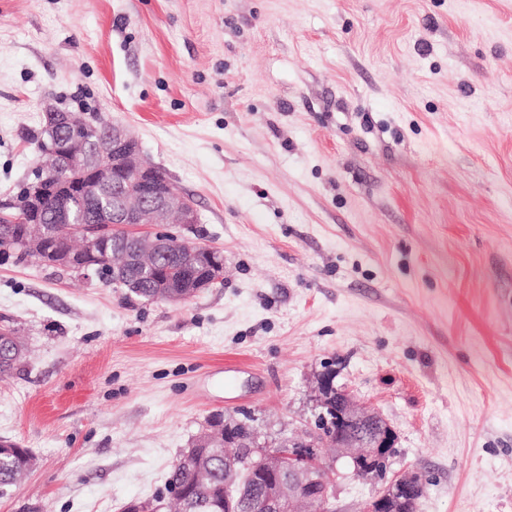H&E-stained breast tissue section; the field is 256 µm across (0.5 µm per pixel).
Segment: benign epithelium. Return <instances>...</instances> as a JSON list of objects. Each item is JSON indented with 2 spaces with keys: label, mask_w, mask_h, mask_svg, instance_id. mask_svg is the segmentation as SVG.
Segmentation results:
<instances>
[{
  "label": "benign epithelium",
  "mask_w": 512,
  "mask_h": 512,
  "mask_svg": "<svg viewBox=\"0 0 512 512\" xmlns=\"http://www.w3.org/2000/svg\"><path fill=\"white\" fill-rule=\"evenodd\" d=\"M93 129L94 126L88 123H68L62 133L61 150L66 155L68 167L78 172L94 169L126 176L120 184L112 182V223L124 231L131 227H148L146 231L129 233L142 274L154 275L164 246L175 252L180 263L188 268H198L205 256L223 264L218 250L187 236L199 223L196 209L168 176L153 177L156 167L144 158L137 140L115 124L111 125L107 138H91ZM46 193L43 181L28 182L12 200L0 203L1 211H14L20 217L30 219L21 241L0 239V262L9 260L20 247L35 252L43 248L46 231L37 223L36 215ZM173 224L179 226V231L169 230ZM104 250L100 236L86 235L80 251L88 261L78 263L69 253L56 256L54 264L89 279L97 275L92 258ZM207 287L209 282L202 276L185 282L160 284L155 299L178 304L189 299L184 289ZM335 379L333 371L318 375L313 389L315 429L302 438L263 441L253 427L242 437L224 436L217 428L197 436V447L209 448L222 443L233 449L224 454L226 490L237 488L243 467L251 470L257 482L259 497L256 499L225 495V512H255L257 508L262 512H290L296 501L311 510L319 504L321 512H334L329 508L332 482L317 456L319 444L325 438L324 431L336 426L344 428L342 433L331 438L337 458L345 460L354 475L380 484L361 512H408L410 489L423 486L421 476L410 472L387 478L389 460L398 441L396 431L381 416L355 400L344 387L336 385Z\"/></svg>",
  "instance_id": "1"
}]
</instances>
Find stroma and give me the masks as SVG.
Masks as SVG:
<instances>
[{
  "mask_svg": "<svg viewBox=\"0 0 512 512\" xmlns=\"http://www.w3.org/2000/svg\"><path fill=\"white\" fill-rule=\"evenodd\" d=\"M48 102L131 132L224 280L130 302L0 264L29 349L0 440L37 460L0 512H122L215 414L303 433L328 368L396 431L416 512H512V0H0V201Z\"/></svg>",
  "mask_w": 512,
  "mask_h": 512,
  "instance_id": "stroma-1",
  "label": "stroma"
}]
</instances>
